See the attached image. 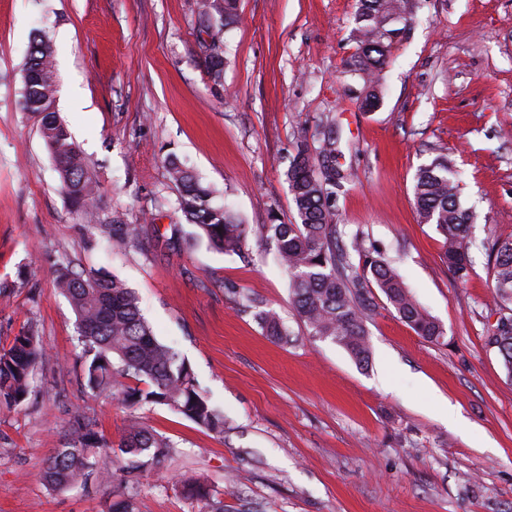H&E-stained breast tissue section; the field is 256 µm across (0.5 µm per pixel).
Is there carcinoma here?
Listing matches in <instances>:
<instances>
[{"mask_svg":"<svg viewBox=\"0 0 512 512\" xmlns=\"http://www.w3.org/2000/svg\"><path fill=\"white\" fill-rule=\"evenodd\" d=\"M420 0H356L352 37L356 52L347 62V72L362 81L356 99L373 112L383 98L379 75L393 49L408 38L392 17L413 21ZM199 22L207 28H228L237 17V0H202ZM37 50L25 66L30 80L23 88L21 110L39 117V130L59 174L72 209L88 221L98 220L93 208L95 185L79 147L67 127L52 110L55 93L53 49L36 35ZM204 66L214 84L224 71L223 51L214 45L205 55ZM171 180L178 195L177 209L186 221L200 230V238L227 254L243 250L246 225L234 212L213 203V191L177 161L168 160ZM295 209L288 224L271 222L256 235L275 242L278 259L288 274L293 307L309 335L330 339L343 347L359 364L370 360L367 322L375 310L372 290L378 289L398 317L417 335L437 342L445 335L443 326L414 300L403 280L384 254L366 245L360 232L344 240L346 232L333 223V188L349 175L336 167V141L323 140L320 151H312L307 131L301 130L295 155L286 171ZM413 199L422 224H432L443 237L444 260L455 279L465 282L471 271L470 226L472 211L460 202L457 172L444 155L415 173ZM112 241L127 247L139 239L133 224H104ZM492 297L500 307L512 306V240L494 241L491 246ZM56 286L68 299L76 316L78 341L82 346L87 387L98 392L133 379L147 388L129 387L123 401L130 408L165 405L199 427L224 433V413L215 409L199 391L194 373L178 351L160 342L141 314L135 292L105 271L77 269L71 262L55 269ZM243 310H254L267 335L288 341V331L277 314L246 295H239ZM487 344L502 358L512 377V316L500 319L487 336ZM45 351L37 331L28 327L0 347V407L20 405L32 392L34 373ZM81 413L74 414L70 437L54 450L43 471L52 489H67L84 482L103 448ZM171 444L132 420L118 449L124 455L122 471L127 481L142 468L165 456Z\"/></svg>","mask_w":512,"mask_h":512,"instance_id":"carcinoma-1","label":"carcinoma"}]
</instances>
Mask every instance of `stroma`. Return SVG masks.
<instances>
[{
    "label": "stroma",
    "mask_w": 512,
    "mask_h": 512,
    "mask_svg": "<svg viewBox=\"0 0 512 512\" xmlns=\"http://www.w3.org/2000/svg\"><path fill=\"white\" fill-rule=\"evenodd\" d=\"M194 3L0 0V343L32 325L47 354L26 401L0 408V512H110L113 451L85 485L41 479L78 411L112 443L132 417L171 443L123 489L134 512H512V378L485 344L501 316L488 241L512 238V0H426L371 113L345 72L355 0H240L220 34L217 87ZM37 34L53 47L55 109L97 183L99 221L137 225L140 248L72 210L36 118L19 107ZM303 127L315 149L335 129L352 174L336 223L385 251L442 342L418 336L376 291L371 360L358 365L308 334L272 243L253 236L243 255L224 254L185 223L171 156L250 228L292 221L285 172ZM441 151L476 215L464 283L413 205L416 170ZM65 258L136 292L157 339L223 410V434L86 387L76 316L54 283ZM230 284L276 309L288 341L262 334ZM187 477L207 499L185 496Z\"/></svg>",
    "instance_id": "obj_1"
}]
</instances>
